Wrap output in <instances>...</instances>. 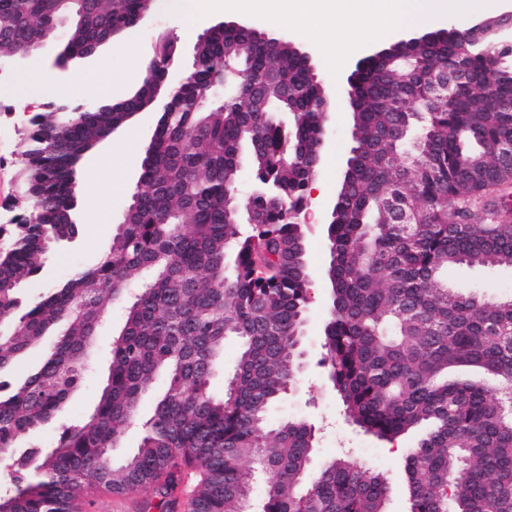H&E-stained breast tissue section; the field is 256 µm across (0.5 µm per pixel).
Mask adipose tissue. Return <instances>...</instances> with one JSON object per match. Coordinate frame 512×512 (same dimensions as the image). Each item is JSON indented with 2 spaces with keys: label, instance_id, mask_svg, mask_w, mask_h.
<instances>
[{
  "label": "adipose tissue",
  "instance_id": "adipose-tissue-1",
  "mask_svg": "<svg viewBox=\"0 0 512 512\" xmlns=\"http://www.w3.org/2000/svg\"><path fill=\"white\" fill-rule=\"evenodd\" d=\"M495 0H208V8L227 15L263 14L271 26L281 18L293 21L309 35L345 26L353 47H360L370 30L393 35L405 27L453 16L470 20L489 11ZM351 46V47H352Z\"/></svg>",
  "mask_w": 512,
  "mask_h": 512
}]
</instances>
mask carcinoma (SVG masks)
Wrapping results in <instances>:
<instances>
[{
    "label": "carcinoma",
    "instance_id": "obj_1",
    "mask_svg": "<svg viewBox=\"0 0 512 512\" xmlns=\"http://www.w3.org/2000/svg\"><path fill=\"white\" fill-rule=\"evenodd\" d=\"M149 4L0 0V52L54 42L67 18L62 54L84 58L91 40L125 30ZM175 51L168 38L146 61L156 81ZM226 59L244 76L199 110ZM351 77L354 146L327 225L321 364L366 432L391 442L426 427L406 464L411 512H512V298L448 288L460 265L512 268V219L493 201L512 184L494 150L512 141V56L490 66L481 48L438 30L412 46L391 44ZM153 91L143 85L121 104L93 106L60 95L30 119L24 213L0 254V321L14 323L0 336V373L43 336L61 335L33 372L0 381V448L57 423L108 309L127 306L93 412L61 425L53 448L11 458L0 508L74 512L105 485L141 489L147 507L174 512L183 467L194 466L193 512H246L257 480L261 512H385L379 472L339 458L312 476L313 428L268 419L301 363L312 278L299 218L327 118L323 86L290 41L232 26L197 41L184 83L167 91L142 164L144 190L110 249L17 314L23 282L43 272L67 221L77 223L82 163ZM244 160L254 190L243 203ZM391 198L409 223H396ZM228 336L240 342L239 357L216 397L210 382ZM459 367L487 379H448ZM159 373L167 388L140 446L114 458L111 445Z\"/></svg>",
    "mask_w": 512,
    "mask_h": 512
}]
</instances>
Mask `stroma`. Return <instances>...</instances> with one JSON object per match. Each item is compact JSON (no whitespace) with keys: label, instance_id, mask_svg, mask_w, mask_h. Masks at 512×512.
<instances>
[{"label":"stroma","instance_id":"35a3bbf8","mask_svg":"<svg viewBox=\"0 0 512 512\" xmlns=\"http://www.w3.org/2000/svg\"><path fill=\"white\" fill-rule=\"evenodd\" d=\"M224 21L223 13H206L202 0H197L193 9L181 11L169 9L168 0H153L145 20L137 28L103 45L91 57L70 61L62 74H55L37 53L23 67L8 65L1 69L0 215L9 216V208L18 195L19 163L27 148L28 120L44 111L56 94L78 103L120 99L136 88L135 83L126 79L131 65L153 54L159 40L175 39L178 46L175 62L185 68L191 63L198 36ZM280 35L299 49L311 52L315 72L328 98L343 95L348 74L325 64L319 41L305 36L294 25L281 29ZM157 117V110L145 112L143 119L114 133L112 142L104 144L85 163L76 188L79 236L74 243L56 249L45 271L24 283L22 301L38 299L74 270L92 266L111 245L136 190ZM352 128L353 118L348 108L329 112L326 145L319 162V178L328 191L321 196L309 193L301 215L313 278L302 344L303 367L293 388L272 406L270 417L275 421L301 418L314 426L312 471L321 470L337 457H350L355 463L383 474L388 485L387 512H410L404 465L407 457L415 453L422 429L411 430L391 443L365 433L346 417L339 398L317 365L330 295L329 285L322 276L329 262L326 226L353 145ZM448 285L462 293L511 297L512 269L463 266L449 275ZM87 364L83 382L65 409L66 417L72 421L84 418L93 410L105 375L97 351H90Z\"/></svg>","mask_w":512,"mask_h":512}]
</instances>
